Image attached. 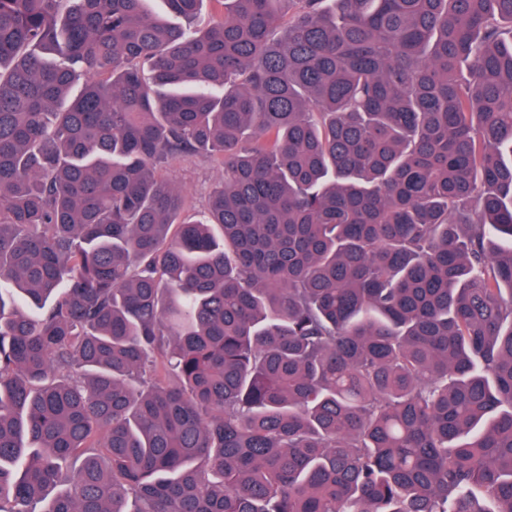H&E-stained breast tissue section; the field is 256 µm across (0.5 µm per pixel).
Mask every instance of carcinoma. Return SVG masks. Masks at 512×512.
<instances>
[{"instance_id": "obj_1", "label": "carcinoma", "mask_w": 512, "mask_h": 512, "mask_svg": "<svg viewBox=\"0 0 512 512\" xmlns=\"http://www.w3.org/2000/svg\"><path fill=\"white\" fill-rule=\"evenodd\" d=\"M148 2L0 0V512H512V0ZM164 172L175 180L199 212L205 210L209 191L222 176L216 163L200 157L182 158Z\"/></svg>"}]
</instances>
